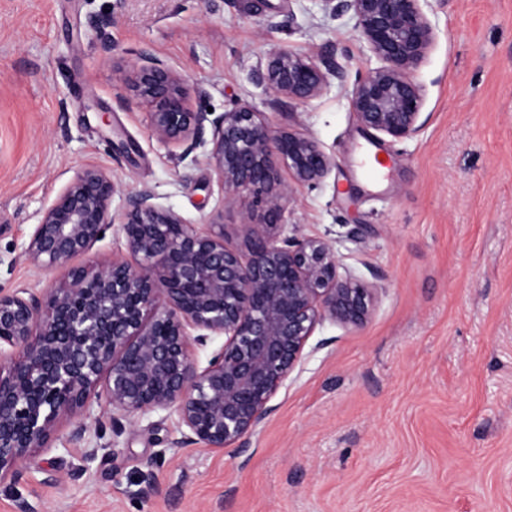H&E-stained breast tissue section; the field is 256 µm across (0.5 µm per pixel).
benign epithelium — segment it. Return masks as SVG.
Masks as SVG:
<instances>
[{
    "label": "benign epithelium",
    "instance_id": "benign-epithelium-1",
    "mask_svg": "<svg viewBox=\"0 0 512 512\" xmlns=\"http://www.w3.org/2000/svg\"><path fill=\"white\" fill-rule=\"evenodd\" d=\"M350 11L382 66L359 76L351 109L365 128L393 140L417 134L424 90L413 79L434 45L423 0H323ZM94 22L112 79L148 109L157 141L185 157L211 133L207 158L224 190L223 206L252 198L266 220L245 216L246 251L225 241L224 223L204 230L156 202L149 189L124 192L97 164L77 169L38 213L23 248L34 268L61 284L0 288V481L18 477L34 448L57 440L63 417L77 419L67 440L80 443L93 404L96 436H119L148 412H176L180 442L207 448L243 444L272 411L270 402L301 363L318 326H361L375 289L338 273L339 259L320 237L285 233L287 202L279 167L304 184L320 183L336 165L313 138L285 131L245 103L215 117L193 106L186 81L148 51L132 61L112 55L106 28ZM342 69L332 57L275 48L257 78L275 99L321 96ZM124 196L120 209L114 196ZM118 224L130 258L95 270L73 264ZM224 337L205 365L194 352Z\"/></svg>",
    "mask_w": 512,
    "mask_h": 512
}]
</instances>
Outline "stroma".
<instances>
[{
  "instance_id": "1",
  "label": "stroma",
  "mask_w": 512,
  "mask_h": 512,
  "mask_svg": "<svg viewBox=\"0 0 512 512\" xmlns=\"http://www.w3.org/2000/svg\"><path fill=\"white\" fill-rule=\"evenodd\" d=\"M436 39L413 79L421 130L374 142L350 97L379 67L352 13L322 0H0V287H51L22 246L87 163L147 187L191 223L224 215L244 248L252 200L223 208L209 146L173 156L112 80L114 54L150 50L202 103L244 102L336 160L316 185L283 175L288 230L325 238L340 274L378 285L358 328L330 321L245 447L179 444L172 412L125 425L88 462L65 439L0 482V512H512V0H428ZM334 54L343 70L306 103L274 102L256 70L272 49ZM389 160L381 177L359 159ZM152 471L151 483L142 474Z\"/></svg>"
}]
</instances>
